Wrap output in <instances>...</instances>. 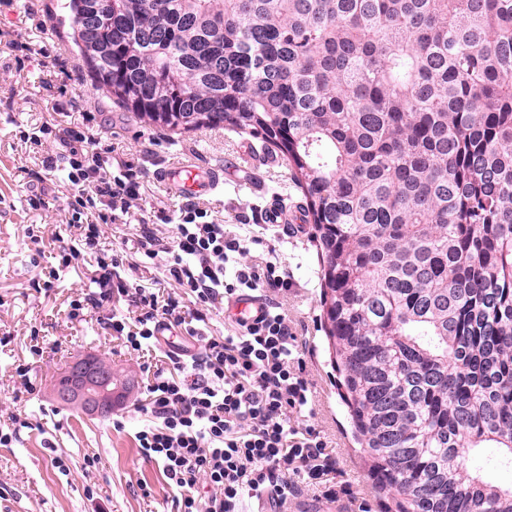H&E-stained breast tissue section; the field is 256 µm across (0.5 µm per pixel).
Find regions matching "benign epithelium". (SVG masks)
Returning <instances> with one entry per match:
<instances>
[{
    "mask_svg": "<svg viewBox=\"0 0 512 512\" xmlns=\"http://www.w3.org/2000/svg\"><path fill=\"white\" fill-rule=\"evenodd\" d=\"M134 386L132 378L116 374L97 356L87 353L74 359L53 398L89 418H102L127 407Z\"/></svg>",
    "mask_w": 512,
    "mask_h": 512,
    "instance_id": "7a95c632",
    "label": "benign epithelium"
}]
</instances>
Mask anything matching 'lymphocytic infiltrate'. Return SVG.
<instances>
[{
    "mask_svg": "<svg viewBox=\"0 0 512 512\" xmlns=\"http://www.w3.org/2000/svg\"><path fill=\"white\" fill-rule=\"evenodd\" d=\"M93 119L81 112L61 130L45 121L39 134L27 137L29 153L41 159L40 178L62 175L66 188L65 196L35 195L29 204L66 210L80 231L71 256L94 260L96 289L71 302L70 318L116 300L132 308L136 325L116 314L104 324L128 348L158 344L163 328L182 329L200 343L193 354L179 346L167 352L168 367L157 369L147 387L151 423L135 435L142 455L161 462L176 512H243L251 500L288 512L289 499L305 488L330 502L349 494L331 479L336 458L320 430L291 422L308 411L312 390L304 349L278 300L293 281L275 261V247H268L264 263L245 262L250 239L224 228L196 198L184 199L171 214L137 213L143 172L137 164L113 162L91 133ZM49 134L60 151L46 153L42 138ZM159 222L174 224V235L160 236ZM106 224L135 225L138 252L163 262L180 296H160L129 278L104 245ZM244 294L262 298L264 312L235 320L233 333L207 336L200 326L205 310ZM189 303L196 307L191 316ZM202 483L210 488L204 496L197 492Z\"/></svg>",
    "mask_w": 512,
    "mask_h": 512,
    "instance_id": "lymphocytic-infiltrate-1",
    "label": "lymphocytic infiltrate"
}]
</instances>
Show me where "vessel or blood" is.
Listing matches in <instances>:
<instances>
[{
	"mask_svg": "<svg viewBox=\"0 0 512 512\" xmlns=\"http://www.w3.org/2000/svg\"><path fill=\"white\" fill-rule=\"evenodd\" d=\"M276 157L268 155L264 148L255 143H245L241 158L226 161L224 165L212 166L200 161L186 162L160 170L156 178L170 190L190 197L209 195L218 186L227 184L234 189H249L262 192L257 179L258 166H278ZM262 299L244 295L229 302V313L236 318H252L263 311Z\"/></svg>",
	"mask_w": 512,
	"mask_h": 512,
	"instance_id": "vessel-or-blood-1",
	"label": "vessel or blood"
}]
</instances>
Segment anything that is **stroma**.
Instances as JSON below:
<instances>
[{"label":"stroma","mask_w":512,"mask_h":512,"mask_svg":"<svg viewBox=\"0 0 512 512\" xmlns=\"http://www.w3.org/2000/svg\"><path fill=\"white\" fill-rule=\"evenodd\" d=\"M58 2L16 0L14 7L0 9V29L18 24L19 11H34L27 33L64 57L69 73L66 90L83 96L94 113L96 139L113 146L117 160L141 166L144 204L161 201L167 210H176L180 196L156 180V171L190 157L223 164L236 154L244 136L221 127L172 133L136 120L92 84L74 43L73 21ZM41 79L37 59L19 67L13 58L0 55V424H9L15 433L9 445H0V512H174L161 463L144 459L134 438L147 419L150 368L166 366L164 354L127 350L121 339L105 330L103 317L125 313L123 304L112 302L98 313L69 318L71 301L93 287L92 269L80 257L69 266L61 264V246L72 244L77 236L67 224V213L34 210L28 204L31 195L49 198L63 191L61 184L30 177L37 162L22 142L53 104ZM204 203L215 218L237 225L241 235L275 246L279 262L295 281L288 315L305 347L315 390L313 422L330 441L343 477L353 481L355 491L370 495L373 512H397L396 496L375 487L371 460L342 399L334 348L324 331L321 269L311 227L295 236L287 225L261 223L259 209L265 197L246 190L221 187L205 196ZM104 231L108 245L122 257L126 274L151 291L171 293L161 262H145L135 254L132 227L110 224ZM52 266L59 270L53 288H37L36 274ZM87 351L136 377L138 388L129 408L88 419L52 399L58 376L76 354ZM22 365L30 369L26 388L16 373ZM117 420L122 428H114ZM58 456L65 459L66 469L53 466Z\"/></svg>","instance_id":"obj_1"}]
</instances>
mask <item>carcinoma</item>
<instances>
[{
  "mask_svg": "<svg viewBox=\"0 0 512 512\" xmlns=\"http://www.w3.org/2000/svg\"><path fill=\"white\" fill-rule=\"evenodd\" d=\"M94 84L274 146L344 400L400 512H512V0H67Z\"/></svg>",
  "mask_w": 512,
  "mask_h": 512,
  "instance_id": "1",
  "label": "carcinoma"
}]
</instances>
